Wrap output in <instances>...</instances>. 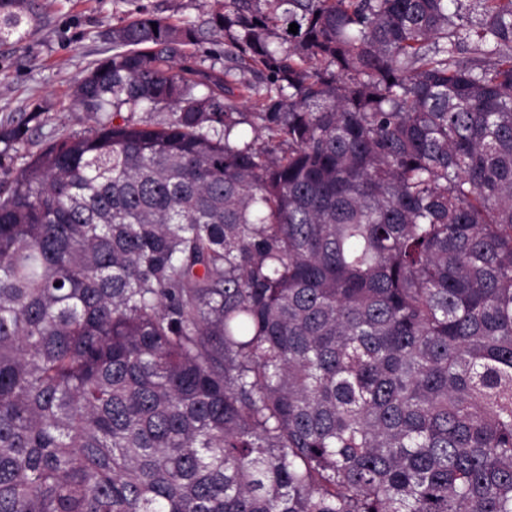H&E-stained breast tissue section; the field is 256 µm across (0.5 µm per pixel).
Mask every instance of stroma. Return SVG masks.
<instances>
[{
    "label": "stroma",
    "instance_id": "35a3bbf8",
    "mask_svg": "<svg viewBox=\"0 0 512 512\" xmlns=\"http://www.w3.org/2000/svg\"><path fill=\"white\" fill-rule=\"evenodd\" d=\"M38 21L23 41L0 44V125L25 123L19 148L0 143V180L14 176L27 154L56 136L97 128L72 87L94 62L111 56L108 32L120 20L148 13L206 26L213 0H39Z\"/></svg>",
    "mask_w": 512,
    "mask_h": 512
}]
</instances>
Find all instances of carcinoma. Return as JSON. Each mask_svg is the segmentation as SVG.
<instances>
[{"instance_id":"obj_1","label":"carcinoma","mask_w":512,"mask_h":512,"mask_svg":"<svg viewBox=\"0 0 512 512\" xmlns=\"http://www.w3.org/2000/svg\"><path fill=\"white\" fill-rule=\"evenodd\" d=\"M207 24L113 26L76 102L170 121L0 185V512H512V0Z\"/></svg>"}]
</instances>
